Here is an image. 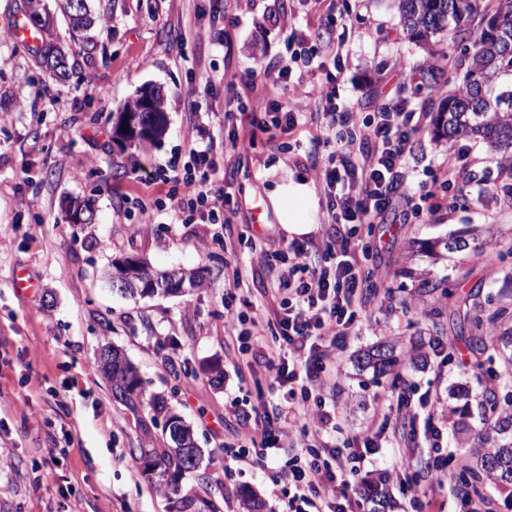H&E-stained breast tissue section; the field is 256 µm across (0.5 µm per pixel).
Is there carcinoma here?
Instances as JSON below:
<instances>
[{
    "instance_id": "cac0c4a2",
    "label": "carcinoma",
    "mask_w": 512,
    "mask_h": 512,
    "mask_svg": "<svg viewBox=\"0 0 512 512\" xmlns=\"http://www.w3.org/2000/svg\"><path fill=\"white\" fill-rule=\"evenodd\" d=\"M58 7L67 17L74 31L88 28L92 20L88 10L73 11L71 0H58ZM403 31L411 39L428 43L431 38L446 31L455 43H462L468 55V66L463 86L448 95L439 107L435 119V135L448 140L461 138L479 139L491 150L512 147V0H500L490 8L482 0H396ZM492 13L487 27L476 31L471 27L475 16ZM43 64L51 75H65L68 57L53 44L45 45L42 51ZM479 73L484 80L479 82L473 75ZM140 95H135L122 107L121 113L130 117L134 124L154 128L151 136L129 137L127 142L147 149L165 132L166 125L155 126V113L141 112ZM139 267L148 271L155 279L166 285L165 294L177 292V287L186 283L192 287L202 286L201 280L192 270L183 268L158 271L144 259ZM470 335L469 344L476 350L485 346L484 319L478 312L467 316ZM361 369H370L375 376L394 371L396 359L393 349L379 344L359 358ZM112 393L125 406L135 412L144 406L139 379L132 364L124 359L112 364L111 373L105 376ZM512 430V391L503 399H493L489 412L484 414V429L478 434L483 447L478 449L476 466L462 468V485L478 492L477 483L483 479L503 484H512V440L503 442L501 433ZM133 459L151 468L156 483L169 495L179 491V481L188 473L185 457L168 444L156 448H132ZM175 512H201L212 508L211 503L201 497H182L174 502Z\"/></svg>"
}]
</instances>
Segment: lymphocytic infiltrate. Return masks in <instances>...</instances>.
I'll return each instance as SVG.
<instances>
[{
    "label": "lymphocytic infiltrate",
    "instance_id": "f902f5d3",
    "mask_svg": "<svg viewBox=\"0 0 512 512\" xmlns=\"http://www.w3.org/2000/svg\"><path fill=\"white\" fill-rule=\"evenodd\" d=\"M347 34L346 16L328 14L315 29L302 31L300 38L301 43L322 49L317 67L324 71L326 82L315 98L323 109L316 141L335 144L340 160L321 169L327 211L335 226L323 244V263L311 264V246L292 242L287 268L270 284L272 297L279 300L273 321L278 343L268 347L265 358L276 382L298 386L299 394L265 413L262 428L251 432L246 446L234 454L235 460L258 463L281 441L297 443L298 453L287 461L296 492L289 496L284 512H360L362 494L356 479L376 442L364 438L348 461L331 462L325 450L334 439L336 415L324 406L312 405L311 391L300 377L316 374L319 352L350 335L362 313L365 273L349 247L358 226L400 206L417 215L423 212L421 203L407 190L408 158L420 131L415 113L398 96L383 100L361 118L349 112L334 74L341 65ZM304 118L303 112L278 100L267 101L248 112V136L230 135L229 149L247 151L254 144V133L293 130ZM215 172L206 152L191 153L189 162L175 174L187 189L175 206L200 214L207 223L226 224L230 218L223 184L233 179L234 171L226 169L219 180ZM298 361L304 364L300 374L291 368Z\"/></svg>",
    "mask_w": 512,
    "mask_h": 512
}]
</instances>
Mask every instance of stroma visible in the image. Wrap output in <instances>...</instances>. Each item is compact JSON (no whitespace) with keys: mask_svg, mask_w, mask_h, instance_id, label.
<instances>
[{"mask_svg":"<svg viewBox=\"0 0 512 512\" xmlns=\"http://www.w3.org/2000/svg\"><path fill=\"white\" fill-rule=\"evenodd\" d=\"M276 22L263 18L270 0H88L95 25L70 30L55 15L43 28L27 0H0V512H171L170 499L135 462L131 449L162 442L150 408L133 415L98 368L102 345L117 348L137 369L147 396H160L193 428L204 457L182 490L243 512L242 493L253 491L263 512H282L280 472L292 448L271 449L265 466H245L227 455L258 428L253 407L268 394L273 373L263 362L242 363L228 336L226 293L273 316L267 296L271 274L284 261L289 236L270 197L289 177L305 178L317 199L322 244L330 230L324 185L315 164L327 148L314 146L313 125L258 134L248 153L225 151L226 110L276 99L305 104L325 77L312 71L299 84L272 80L297 36L328 10L348 12L346 66L339 92L355 113L375 100L399 95L420 113L422 128L407 185L418 191L426 173H438L458 144L433 135L432 107L458 89L467 68L460 45L447 34L430 44L403 32L392 0H281ZM40 35L33 44L15 28ZM70 54L69 76L51 78L39 64L45 42ZM434 63L438 92L422 87L421 69ZM160 88L168 126L144 150L116 139L113 123L143 86ZM209 130L201 140L198 128ZM470 174L449 191L437 215L397 217L364 224L354 239L361 266L373 277L364 325L325 359L338 370L328 397L342 412L336 446L364 433L376 436L365 485L396 465L399 478L364 512H413L428 496L429 512H460L459 472L477 448L483 425L479 400L504 395L505 356L498 343L512 328V201L499 195V163L508 152L471 141ZM210 149L216 166L233 167L228 191L239 208L231 223L205 224L170 207L182 184L166 181L171 164ZM151 170L140 181L135 167ZM88 201L91 223L65 218V197ZM456 238L460 248L445 250ZM147 259L155 268L197 271L204 285L175 295L130 297L104 276L112 261ZM34 287L16 288L18 275ZM484 313L507 308L505 323H489L493 344L473 351L459 315L470 303ZM443 341L449 358L434 354ZM393 346L399 377L358 371L354 357L376 342ZM444 409L443 445L424 438L433 408Z\"/></svg>","mask_w":512,"mask_h":512,"instance_id":"1","label":"stroma"}]
</instances>
